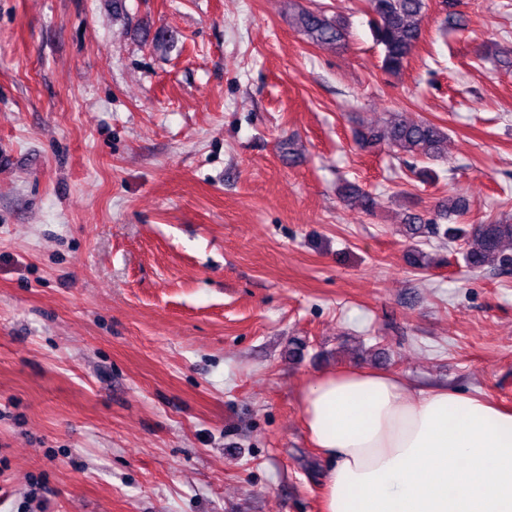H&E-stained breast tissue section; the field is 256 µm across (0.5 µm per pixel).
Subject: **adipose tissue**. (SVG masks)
Here are the masks:
<instances>
[{"mask_svg":"<svg viewBox=\"0 0 512 512\" xmlns=\"http://www.w3.org/2000/svg\"><path fill=\"white\" fill-rule=\"evenodd\" d=\"M301 411L329 463L323 512H512V412L490 399L344 368Z\"/></svg>","mask_w":512,"mask_h":512,"instance_id":"ef3b65f1","label":"adipose tissue"}]
</instances>
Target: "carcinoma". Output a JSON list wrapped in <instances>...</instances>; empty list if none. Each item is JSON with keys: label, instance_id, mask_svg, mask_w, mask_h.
Wrapping results in <instances>:
<instances>
[{"label": "carcinoma", "instance_id": "cac0c4a2", "mask_svg": "<svg viewBox=\"0 0 512 512\" xmlns=\"http://www.w3.org/2000/svg\"><path fill=\"white\" fill-rule=\"evenodd\" d=\"M370 30L376 45L382 48L381 68L399 75L408 65L424 32L427 0H367ZM294 23L312 43L344 47L348 41L347 26L339 19L326 17L313 10L295 14ZM357 145L363 150L387 146L409 157L439 158L448 142L445 127L429 120L412 121L401 112H394L382 121L362 126L355 132ZM341 196L347 202L357 201L363 210L372 212L378 201L352 183L345 184ZM468 204L450 197L438 208L436 218L424 220L409 217L407 234L419 239L437 236L443 244L459 245L465 267L481 272L491 267L512 266V254L505 244L512 241V223L461 224L458 218L467 214Z\"/></svg>", "mask_w": 512, "mask_h": 512}]
</instances>
